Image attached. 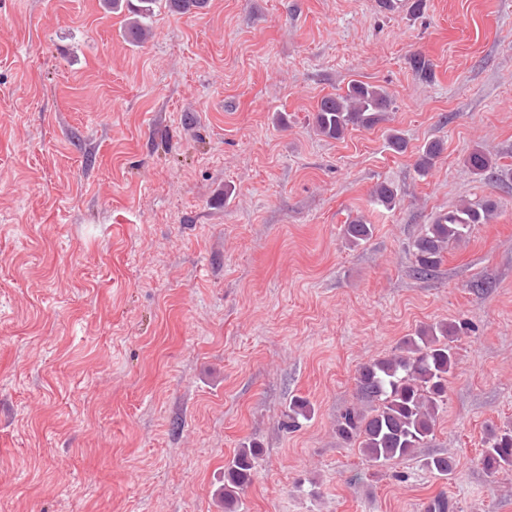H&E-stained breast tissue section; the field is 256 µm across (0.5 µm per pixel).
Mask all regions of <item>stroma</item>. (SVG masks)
Returning <instances> with one entry per match:
<instances>
[{
  "mask_svg": "<svg viewBox=\"0 0 512 512\" xmlns=\"http://www.w3.org/2000/svg\"><path fill=\"white\" fill-rule=\"evenodd\" d=\"M353 81L385 120L318 135ZM476 148L512 170V0H209L138 45L103 0H0V512H224L250 442L237 512H512L478 462L512 425V181ZM484 199L414 275L425 225ZM439 322L469 328L434 436L375 465L335 433L356 372ZM465 163L475 174L483 175L488 174L490 177L498 179L506 177L503 173L499 174L495 171V167L486 153L482 150L475 149L467 156ZM260 450L248 444L239 448L232 461L224 468V487L218 493L224 501L225 512H235L238 495L252 480Z\"/></svg>",
  "mask_w": 512,
  "mask_h": 512,
  "instance_id": "stroma-1",
  "label": "stroma"
}]
</instances>
